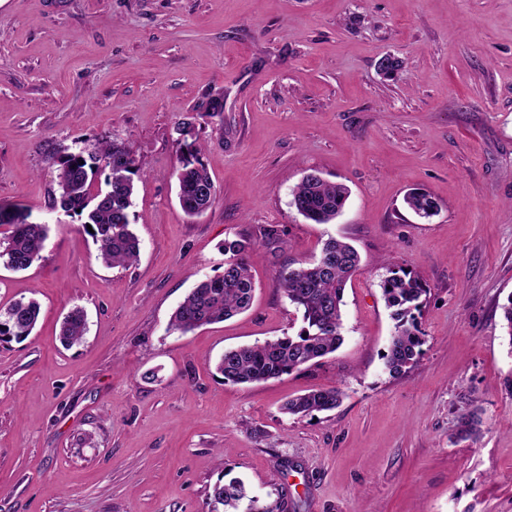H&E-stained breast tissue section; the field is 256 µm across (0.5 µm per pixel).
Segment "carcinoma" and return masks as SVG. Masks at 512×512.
<instances>
[{
  "label": "carcinoma",
  "instance_id": "obj_1",
  "mask_svg": "<svg viewBox=\"0 0 512 512\" xmlns=\"http://www.w3.org/2000/svg\"><path fill=\"white\" fill-rule=\"evenodd\" d=\"M178 167L174 176L178 202L190 216L205 213L215 201L212 179L201 159L202 147L196 136L174 139ZM53 159L58 166L57 192L53 203L60 210L86 214L98 244L97 258L110 268L126 267L138 261L140 241L130 230L129 211L133 205L134 177L144 173V165L122 140L101 139L70 149L59 148ZM104 177L98 182V177ZM349 197L342 184L308 175L291 192V204L306 220L330 224L343 212ZM405 203L422 218L436 213L437 205L423 192H411ZM0 264L13 271H25L40 258L48 225L32 219L22 206H0ZM254 246L251 239L224 240L222 274L206 278L190 291L171 316L168 330L182 334L203 325L222 322L248 310L255 284L246 261ZM360 256L349 243L330 238L323 243L319 258L283 268L277 277L280 288L295 312L301 327L292 336L278 337L262 344L243 345L224 351L216 371L224 380L251 384L279 378L334 353L342 344V306L344 291L358 270ZM383 297L395 331L385 354L389 372L399 374L417 362L424 344L414 312L426 294L422 282L409 272L390 271L381 282ZM40 304L35 299H18L0 310V337L20 340L36 326ZM87 332V316L75 307L64 317L61 337L72 345ZM342 392L336 388L312 389L288 400L283 406L290 416L306 417L314 412L331 411L339 404ZM477 411L462 414L457 436L475 440L480 433ZM212 504L224 512H283L282 504L261 506L240 478L216 483L210 492Z\"/></svg>",
  "mask_w": 512,
  "mask_h": 512
}]
</instances>
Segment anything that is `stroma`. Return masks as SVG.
<instances>
[{
    "label": "stroma",
    "mask_w": 512,
    "mask_h": 512,
    "mask_svg": "<svg viewBox=\"0 0 512 512\" xmlns=\"http://www.w3.org/2000/svg\"><path fill=\"white\" fill-rule=\"evenodd\" d=\"M189 118L216 190L196 218L171 176ZM106 135L145 165L126 268L52 208V153ZM311 173L350 190L333 223L290 204ZM412 189L436 215L405 206ZM1 205L49 232L29 269L0 266V308L41 305L31 335L0 341V512H212L226 477L286 512H512V0H0ZM270 225L280 247L260 242ZM238 235L255 242L251 308L169 331ZM331 237L361 256L341 347L224 382V350L296 333L277 274ZM393 270L427 288L422 354L399 375L382 357ZM75 307L88 331L66 347ZM319 387L341 390L335 410L282 412ZM469 410L481 431L462 441Z\"/></svg>",
    "instance_id": "35a3bbf8"
}]
</instances>
